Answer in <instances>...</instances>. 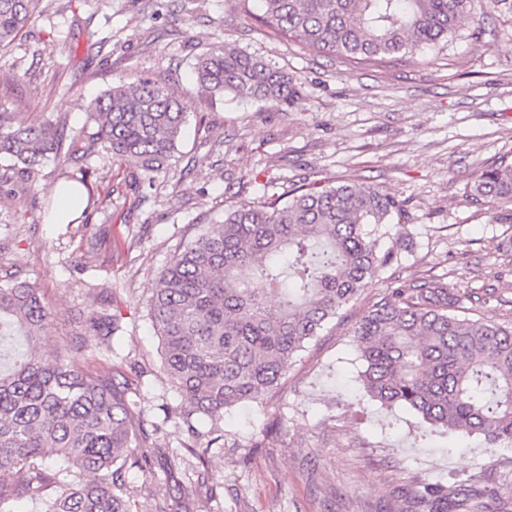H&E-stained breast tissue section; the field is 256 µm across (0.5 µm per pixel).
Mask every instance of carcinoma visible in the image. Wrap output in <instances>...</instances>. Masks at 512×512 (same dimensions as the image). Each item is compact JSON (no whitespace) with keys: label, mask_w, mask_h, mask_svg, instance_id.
<instances>
[{"label":"carcinoma","mask_w":512,"mask_h":512,"mask_svg":"<svg viewBox=\"0 0 512 512\" xmlns=\"http://www.w3.org/2000/svg\"><path fill=\"white\" fill-rule=\"evenodd\" d=\"M43 0H0V47L14 43ZM262 24L286 40L349 62L392 61L446 45L473 16L474 0H261ZM197 84L237 99L286 103L295 80L260 56L222 43L193 65ZM93 128L81 143L79 175L61 189L76 194L80 222L97 210L82 193L85 162L102 153L131 165L140 180L171 165L184 106L167 87L121 81L88 106ZM64 130L16 126L0 112V196L34 192L41 167L59 160ZM475 201L512 204V161L500 157L470 186ZM406 210L376 186L342 180L280 190L262 184L258 200H229L224 219L207 225L161 271L149 316L162 369L183 403L212 421L237 405L261 404L301 351L336 318L395 250H381ZM461 296L436 277L401 282L352 330L365 392L401 406L421 422L486 450L512 444V322L457 314ZM51 318L47 298L26 282L0 286V512L38 497L44 512H133L126 471H152L150 434L125 383L72 364L63 352L39 354ZM98 348L112 350L122 325L89 315ZM402 512H450L458 490L425 483L397 491Z\"/></svg>","instance_id":"1"}]
</instances>
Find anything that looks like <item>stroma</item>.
<instances>
[{"instance_id":"35a3bbf8","label":"stroma","mask_w":512,"mask_h":512,"mask_svg":"<svg viewBox=\"0 0 512 512\" xmlns=\"http://www.w3.org/2000/svg\"><path fill=\"white\" fill-rule=\"evenodd\" d=\"M255 3L44 0L18 43L0 50V112L70 135L113 83L151 78L183 96L188 121L169 168L151 182H135L109 155L90 161L87 183L101 204L88 223L46 218L50 188L78 169L70 161L42 168L36 201L0 200V285L24 281L50 301L49 361L64 343L78 366L98 356L79 313L119 318L101 363L128 382L135 413L158 426L152 471L127 475L133 512H157L171 495L193 499L195 512H400L396 489L427 482L486 485L512 506V447L491 455L476 435L457 449L453 434L372 400L351 337L394 278L444 277L471 318L512 320V273L500 252L512 226L500 221L503 205L467 195L479 169L512 157V0H476L480 39L361 64L282 39L251 16ZM218 42L288 70L298 99L254 102L198 88L194 58ZM240 176L251 199L274 177L371 184L403 203L409 221L391 229L397 262L301 352L266 403L216 424L224 438L203 484L195 459L176 461L171 451L191 440L205 446L215 424L196 414L184 425L148 304L176 250L223 219L226 187ZM274 424L278 432L268 433Z\"/></svg>"}]
</instances>
